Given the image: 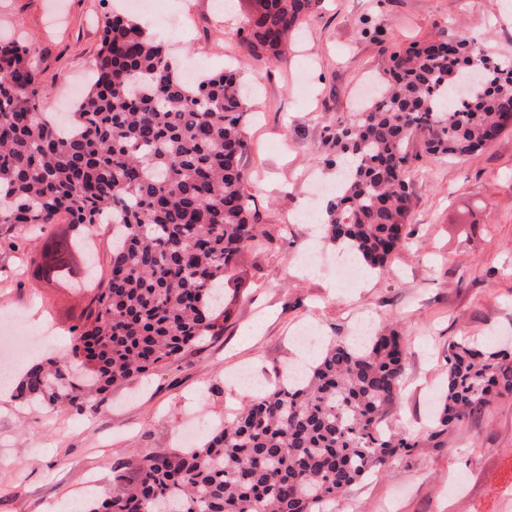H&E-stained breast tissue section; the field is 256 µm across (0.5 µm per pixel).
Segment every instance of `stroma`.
Instances as JSON below:
<instances>
[{
    "instance_id": "stroma-1",
    "label": "stroma",
    "mask_w": 512,
    "mask_h": 512,
    "mask_svg": "<svg viewBox=\"0 0 512 512\" xmlns=\"http://www.w3.org/2000/svg\"><path fill=\"white\" fill-rule=\"evenodd\" d=\"M157 0L177 29L150 22L179 67L206 74L239 70L252 87L245 160L252 208L272 238L246 249L229 289L232 314L221 336L181 361L114 386L101 411L0 401V512H52L112 489V468L130 455L200 445L209 426L284 381L314 350L296 337L314 330L319 346L347 341L365 324L398 326L408 345L403 388L384 413L389 428L426 431L443 394L445 352L466 339L512 349V131L457 161L425 160L410 172V236L385 270L348 285L336 279L337 248L316 236L305 211L321 214L333 184L329 141L357 111L367 79L398 47L441 25L474 38L489 56L512 60V0H320L303 19L285 61L260 64L240 49L236 29L256 0ZM115 0H0V39L25 43L50 89L47 112L70 111L67 82L86 80ZM42 239L19 229L0 242V360L13 335L55 332L24 359L67 352L85 306L81 296L36 279ZM332 512H512V396L494 401L436 447L414 448L355 485Z\"/></svg>"
}]
</instances>
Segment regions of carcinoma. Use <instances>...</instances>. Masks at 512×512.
Here are the masks:
<instances>
[{
    "mask_svg": "<svg viewBox=\"0 0 512 512\" xmlns=\"http://www.w3.org/2000/svg\"><path fill=\"white\" fill-rule=\"evenodd\" d=\"M319 0H260L238 27L256 62L286 59L288 38ZM29 49L0 42V232L49 236L35 276L72 286L91 253L74 240L112 224L107 277L61 357L31 365L15 399L84 416L135 375L178 360L224 330V296L238 257L270 239L251 222L243 167L250 106L228 69L190 83L168 49L126 15L104 26L91 84L66 121L42 112L48 90ZM386 88L336 123V190L325 238L383 269L409 235L405 172L417 137L436 159L481 152L512 120V61L478 55L466 36H436L390 55ZM407 350L393 325L363 345L330 343L299 377L236 410L198 447L137 456L118 492L86 512H320L409 448L428 447L496 395H512V354L448 343L447 387L423 434L380 428L402 385Z\"/></svg>",
    "mask_w": 512,
    "mask_h": 512,
    "instance_id": "cac0c4a2",
    "label": "carcinoma"
}]
</instances>
